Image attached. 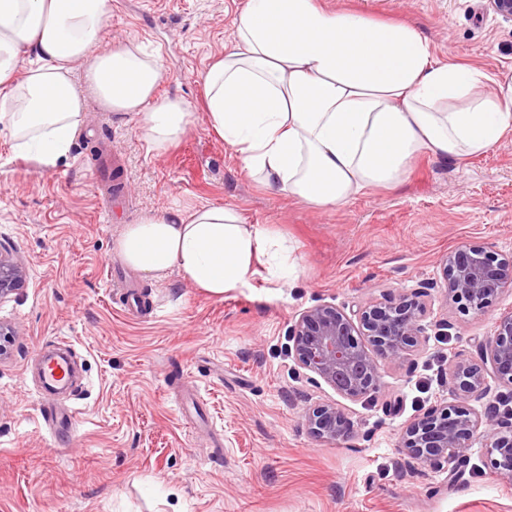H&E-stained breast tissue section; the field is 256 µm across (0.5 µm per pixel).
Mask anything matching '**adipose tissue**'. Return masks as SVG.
Masks as SVG:
<instances>
[{
    "label": "adipose tissue",
    "mask_w": 512,
    "mask_h": 512,
    "mask_svg": "<svg viewBox=\"0 0 512 512\" xmlns=\"http://www.w3.org/2000/svg\"><path fill=\"white\" fill-rule=\"evenodd\" d=\"M109 9V0H0V133L16 153L47 167L67 158L90 96L136 113L156 152L192 124L184 102L156 96L159 55L135 41L93 53ZM233 27L202 78L208 124L265 189L306 205L395 186L421 155L456 161L512 132V80L437 60L413 25L320 0H246ZM26 50L40 64L17 84ZM275 243L232 207L186 205L125 225L116 251L153 279L175 269L220 297L264 257L273 276L293 273Z\"/></svg>",
    "instance_id": "ef3b65f1"
}]
</instances>
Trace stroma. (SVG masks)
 Segmentation results:
<instances>
[{"instance_id":"35a3bbf8","label":"stroma","mask_w":512,"mask_h":512,"mask_svg":"<svg viewBox=\"0 0 512 512\" xmlns=\"http://www.w3.org/2000/svg\"><path fill=\"white\" fill-rule=\"evenodd\" d=\"M416 26L438 60L512 73V20L484 0H322ZM245 0H112L95 46L127 40L160 52L162 97L194 122L164 153L149 150L134 113L88 101L65 161L46 168L0 134V247L24 283L0 302L16 336L0 361V512H512V480L471 441L464 476L409 459L405 427L451 403L449 366L512 311V288L484 313L449 301L448 251L478 243L512 254V133L456 162L425 155L391 189L318 209L262 188L209 127L201 77L222 54ZM121 174L115 217L94 151ZM178 204L224 205L288 243L287 283L260 273L214 297L178 271L155 280L127 266L125 225ZM425 287L426 333L403 362L377 357V392L351 400L311 382L290 355L295 316L323 303L349 309ZM69 349L83 388L55 401L35 359ZM333 403L347 437L317 440L305 415ZM74 408L78 428L55 434L50 408Z\"/></svg>"}]
</instances>
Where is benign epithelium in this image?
Here are the masks:
<instances>
[{
  "label": "benign epithelium",
  "instance_id": "7a95c632",
  "mask_svg": "<svg viewBox=\"0 0 512 512\" xmlns=\"http://www.w3.org/2000/svg\"><path fill=\"white\" fill-rule=\"evenodd\" d=\"M485 8L512 19V0H485ZM448 297L463 311L480 313L512 285V255L466 243L442 261ZM23 268L0 248V301L20 288ZM424 292L413 291L346 312L318 304L299 313L290 327L291 354L298 365L317 375L339 395L358 399L380 386L377 365L360 337L395 362H403L424 332ZM479 361H458L450 371L457 400L435 405L403 432L401 450L410 459L433 468L448 467L453 477L465 465L471 439L487 433L486 456L494 472L512 478V418L481 416L469 401L489 391V380L512 386V312L497 321L493 335L478 344ZM310 432L324 441L347 435L348 418L333 404L320 405L305 415Z\"/></svg>",
  "mask_w": 512,
  "mask_h": 512
}]
</instances>
